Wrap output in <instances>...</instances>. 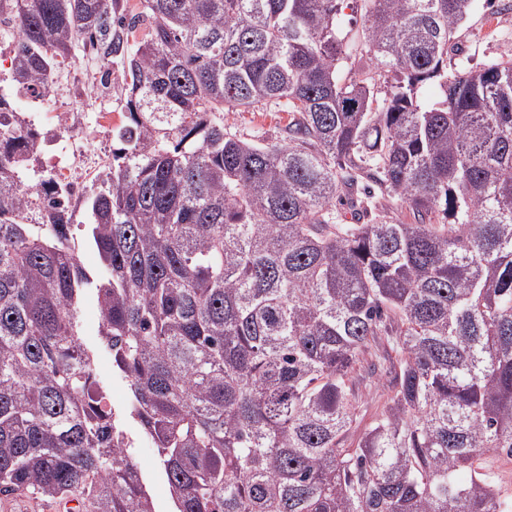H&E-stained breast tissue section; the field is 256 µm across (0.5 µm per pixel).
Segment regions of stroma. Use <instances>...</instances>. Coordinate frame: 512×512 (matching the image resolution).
<instances>
[{
	"mask_svg": "<svg viewBox=\"0 0 512 512\" xmlns=\"http://www.w3.org/2000/svg\"><path fill=\"white\" fill-rule=\"evenodd\" d=\"M512 53V10L493 11L488 0H474L470 16L459 29L448 51V72L456 74L463 68L476 69L501 61ZM126 92L121 67L104 68L91 46H76L65 65L53 76L51 95L40 101H17L18 112L30 117L47 135L49 142H58L61 128L58 114L79 112L83 115L78 137L88 158L111 161L113 148L118 147V132L126 123ZM108 112L112 123L100 126L97 115ZM289 115L276 111L233 112L225 122L232 130L246 137L271 138L284 135ZM82 333L85 343L96 353V378L107 392L114 411H125L129 389L125 379L112 367V355L98 336V311L95 294H87L82 304ZM363 366L377 365L376 374L357 377L352 384L356 406V427L364 429L383 408L385 394L393 380L395 354L387 344L366 349L359 356ZM134 440L133 456L138 464L156 512H174L166 476L150 441L136 420L126 422Z\"/></svg>",
	"mask_w": 512,
	"mask_h": 512,
	"instance_id": "obj_1",
	"label": "stroma"
}]
</instances>
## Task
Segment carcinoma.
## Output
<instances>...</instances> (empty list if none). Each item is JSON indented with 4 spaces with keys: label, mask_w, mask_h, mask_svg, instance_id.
Wrapping results in <instances>:
<instances>
[{
    "label": "carcinoma",
    "mask_w": 512,
    "mask_h": 512,
    "mask_svg": "<svg viewBox=\"0 0 512 512\" xmlns=\"http://www.w3.org/2000/svg\"><path fill=\"white\" fill-rule=\"evenodd\" d=\"M120 2L0 0V495L155 512L81 334L93 291L176 512H512L478 465L512 458V56L448 76L473 0H365L382 100L340 76L347 0ZM79 41L122 57L127 123L74 203L24 183L41 133L13 98L45 96ZM255 108L286 136L224 125ZM345 192L370 223L336 214ZM382 336L394 382L348 445Z\"/></svg>",
    "instance_id": "obj_1"
}]
</instances>
